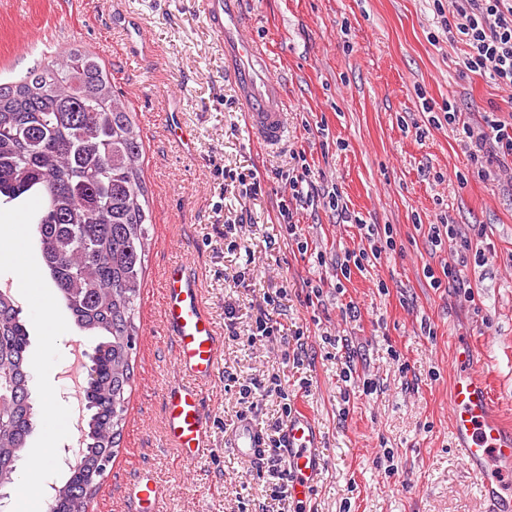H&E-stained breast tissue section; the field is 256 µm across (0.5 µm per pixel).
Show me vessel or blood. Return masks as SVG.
<instances>
[{
    "label": "vessel or blood",
    "mask_w": 512,
    "mask_h": 512,
    "mask_svg": "<svg viewBox=\"0 0 512 512\" xmlns=\"http://www.w3.org/2000/svg\"><path fill=\"white\" fill-rule=\"evenodd\" d=\"M201 9L211 29L224 39V65L236 84L253 137L268 146L280 144L287 136L284 87L272 75L264 50L251 38L240 0H201ZM163 307L162 343L171 350L179 373L178 380L164 388L165 439L183 460H196L208 451L203 393L215 376L224 339L186 260L173 261L167 269ZM472 359L471 345H456L450 390L452 432L461 462L478 477L491 512H512V427L495 416L492 392ZM282 436L289 492L296 504H307L324 470L320 431L307 412L299 411L289 418ZM233 448L240 456L257 457L260 441L248 424L239 426ZM126 490L129 512H163L164 490L153 473L131 476Z\"/></svg>",
    "instance_id": "obj_1"
}]
</instances>
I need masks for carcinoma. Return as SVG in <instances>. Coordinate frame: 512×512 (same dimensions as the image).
<instances>
[{
    "instance_id": "cac0c4a2",
    "label": "carcinoma",
    "mask_w": 512,
    "mask_h": 512,
    "mask_svg": "<svg viewBox=\"0 0 512 512\" xmlns=\"http://www.w3.org/2000/svg\"><path fill=\"white\" fill-rule=\"evenodd\" d=\"M143 141L97 57L79 48L0 83V198L34 196L42 262L75 326L98 338L80 448L53 512H87L97 460L119 447L138 336L136 302L152 223ZM0 290V477L7 483L33 428L29 333Z\"/></svg>"
}]
</instances>
